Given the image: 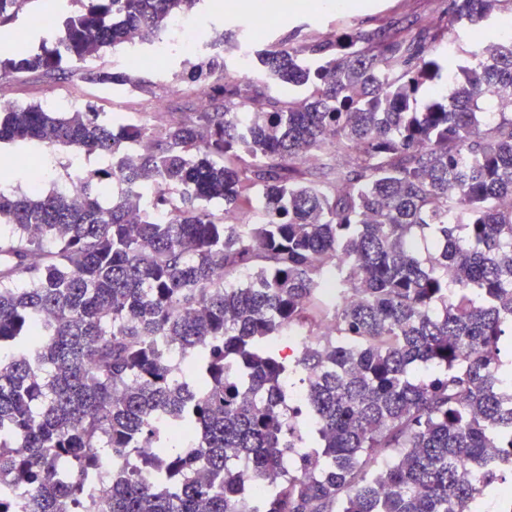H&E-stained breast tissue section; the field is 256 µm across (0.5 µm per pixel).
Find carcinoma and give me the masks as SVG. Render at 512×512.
Masks as SVG:
<instances>
[{"label":"carcinoma","mask_w":512,"mask_h":512,"mask_svg":"<svg viewBox=\"0 0 512 512\" xmlns=\"http://www.w3.org/2000/svg\"><path fill=\"white\" fill-rule=\"evenodd\" d=\"M31 2L0 0V32ZM66 2L51 45L12 34L0 86L38 73L141 91L90 60L155 42L197 0ZM500 9L512 0H448L414 29L293 32L257 51L261 91L214 53L187 72L206 106L168 126L0 113V142L110 160L77 198L0 191V489L28 488L17 512H485L512 476V95L497 93L512 43L458 77L442 57ZM295 326L314 341L291 355Z\"/></svg>","instance_id":"obj_1"}]
</instances>
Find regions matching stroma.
Wrapping results in <instances>:
<instances>
[{
    "mask_svg": "<svg viewBox=\"0 0 512 512\" xmlns=\"http://www.w3.org/2000/svg\"><path fill=\"white\" fill-rule=\"evenodd\" d=\"M361 8L345 10H325L319 7L318 0H295L294 7H286L285 0H268L267 10L274 19L273 26L258 39L262 48L277 46L278 41L292 30H299L301 36L323 37L336 29L361 20L371 19L375 24L403 21V23H421L427 17L436 14L442 0H364ZM215 0H198L191 12L182 14L177 22L190 25L201 35L212 31L223 32L229 41H238L246 37L249 29L243 24L244 17L224 9L223 13L213 11ZM508 11L494 12L484 22L480 32L466 27L459 30L454 39L455 50L444 59L443 66L448 71H456L464 65L470 55L476 51L477 40L492 43L499 41V24L502 19L511 16ZM197 59L196 52L184 50L182 53L162 58L159 63H146L134 69V76L144 86L143 91L130 94L117 89L78 83L70 79L46 80L35 75L24 77L21 81L0 87V100L13 101L15 105L47 104L54 100L60 111L69 112L74 108H93L107 116L136 118L140 123H154L155 105L165 100L168 106H175L192 100L189 85L182 76ZM6 156L19 160L20 170L31 171L37 158L51 157L53 160L51 179L65 176L75 177L90 169L105 167L106 162L98 156H85L65 146L47 147L29 142H1L0 157Z\"/></svg>",
    "mask_w": 512,
    "mask_h": 512,
    "instance_id": "35a3bbf8",
    "label": "stroma"
}]
</instances>
